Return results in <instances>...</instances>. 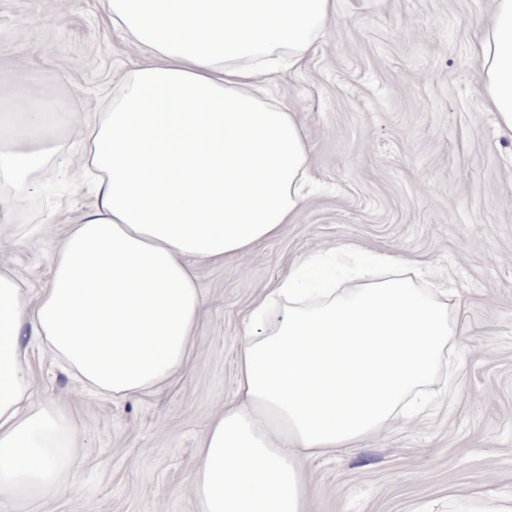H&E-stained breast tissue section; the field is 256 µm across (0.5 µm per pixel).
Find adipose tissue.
I'll list each match as a JSON object with an SVG mask.
<instances>
[{"instance_id": "adipose-tissue-1", "label": "adipose tissue", "mask_w": 512, "mask_h": 512, "mask_svg": "<svg viewBox=\"0 0 512 512\" xmlns=\"http://www.w3.org/2000/svg\"><path fill=\"white\" fill-rule=\"evenodd\" d=\"M337 0H102L141 60L105 112H67L0 73V211L50 174L60 125L85 133L102 178L95 210L53 249L38 288L0 271V501L80 487L69 411L36 399L35 356L115 402L162 389L204 312L195 266L277 237L308 196L312 147L273 76L301 70ZM483 99L512 140V0L474 49ZM310 255L256 300L236 350L237 397L207 424L190 475L197 512H306L311 458L414 419L453 337L447 301L415 288L398 252L361 265L352 244ZM360 282L338 290L336 276Z\"/></svg>"}]
</instances>
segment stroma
Here are the masks:
<instances>
[{"mask_svg": "<svg viewBox=\"0 0 512 512\" xmlns=\"http://www.w3.org/2000/svg\"><path fill=\"white\" fill-rule=\"evenodd\" d=\"M494 0H338L337 19L299 72L271 82L296 106L319 188L281 234L222 265L201 264L205 313L184 368L160 391L112 402L34 361L38 395L70 407L81 489L10 512H196L188 477L210 418L236 396L243 316L288 268L353 243L396 250L452 281L466 328L449 355L451 393L366 447L305 465L310 512H448L472 490L512 494V141L484 106L472 45ZM136 48L99 0H0V71L32 93L105 111ZM78 131L55 171L8 215L16 249L0 265L39 287L48 256L95 205Z\"/></svg>", "mask_w": 512, "mask_h": 512, "instance_id": "obj_1", "label": "stroma"}]
</instances>
